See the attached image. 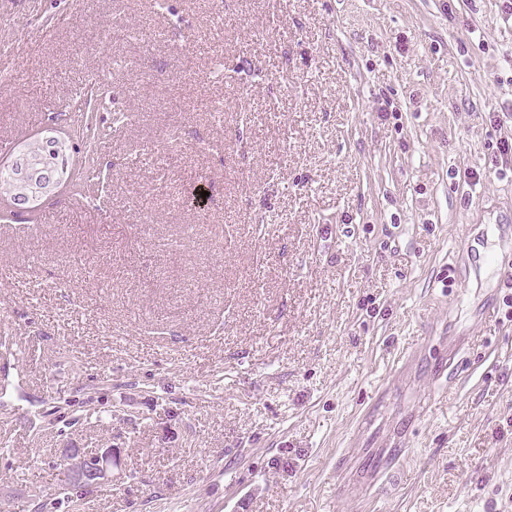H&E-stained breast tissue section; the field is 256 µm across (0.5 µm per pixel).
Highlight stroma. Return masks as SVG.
<instances>
[{
    "mask_svg": "<svg viewBox=\"0 0 512 512\" xmlns=\"http://www.w3.org/2000/svg\"><path fill=\"white\" fill-rule=\"evenodd\" d=\"M0 47V162L72 175L0 203V512H361L338 458L400 445L374 512H512L504 0H0ZM44 144L53 155L63 159L67 148L64 141L56 136H48L44 137V143L40 140L23 150L34 167L46 178L38 175L22 154L15 152L10 158V164L15 169V178L10 187L1 191L10 199L11 208L16 212L28 211L36 201L54 194L58 188V180L52 178L57 176L60 165L56 164ZM10 164H0V188L12 177L13 169ZM69 460L71 478L77 484L111 482L109 478L112 468L118 465L116 455L110 449L91 455L76 451L70 455Z\"/></svg>",
    "mask_w": 512,
    "mask_h": 512,
    "instance_id": "1",
    "label": "stroma"
}]
</instances>
